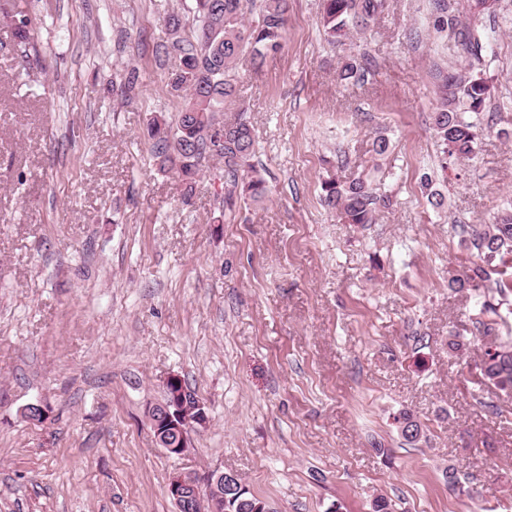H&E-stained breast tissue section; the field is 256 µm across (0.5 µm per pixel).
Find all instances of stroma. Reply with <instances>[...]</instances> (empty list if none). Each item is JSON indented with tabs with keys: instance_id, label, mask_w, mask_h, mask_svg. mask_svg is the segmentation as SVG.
<instances>
[{
	"instance_id": "obj_1",
	"label": "stroma",
	"mask_w": 512,
	"mask_h": 512,
	"mask_svg": "<svg viewBox=\"0 0 512 512\" xmlns=\"http://www.w3.org/2000/svg\"><path fill=\"white\" fill-rule=\"evenodd\" d=\"M504 4L483 22L496 61L478 154L449 165L439 213L420 187L439 153L435 73L466 60L431 0H386L335 46L322 0H290L283 49L238 66L268 194L221 224L223 163L206 157L184 200L147 137L181 103L155 48L185 0L0 9V512H176L169 478L214 470L273 512H370L378 496L397 512H512V398L475 373L476 319L510 339L512 304L482 317L448 287L475 259L460 225L512 203ZM19 10L32 43L13 35ZM347 58L363 77L338 79ZM118 65L139 74L133 102L112 89ZM353 175L391 199L362 227L321 200L325 179ZM173 374L210 416L179 457L147 418ZM404 410L424 430L413 445Z\"/></svg>"
}]
</instances>
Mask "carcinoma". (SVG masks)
Segmentation results:
<instances>
[{
  "label": "carcinoma",
  "mask_w": 512,
  "mask_h": 512,
  "mask_svg": "<svg viewBox=\"0 0 512 512\" xmlns=\"http://www.w3.org/2000/svg\"><path fill=\"white\" fill-rule=\"evenodd\" d=\"M438 13L436 29L455 39L470 58L467 68L438 73L439 97L432 115V129L440 147L435 167L422 175L421 187L427 202L436 209L445 204L437 184L447 182L448 160L473 158L478 149L479 115L490 96L493 75L485 60L489 35L471 22L484 12L496 13L500 0H471L462 18L451 0H434ZM384 0H323L320 23L328 41L342 44L355 27L374 19ZM288 0H191L195 28L186 33L181 13L172 11L164 20L165 40L157 48L165 56L179 60L169 73L171 89L183 95L175 123L156 116L148 133L161 170H173L190 197L200 161L216 156L224 161V209L233 211L237 203L259 202L267 195L266 181L250 163L255 155L253 126L240 110L231 118L218 120L224 101L236 93L237 63L248 53L261 63L283 47L288 21ZM136 70L115 75L116 90L129 101L136 97ZM326 206L346 224L375 222L377 211L389 205V198L377 194L362 176L349 180L329 179L322 184ZM465 242L476 251L479 262L448 280L457 293L473 296L479 313L498 314L512 295V214L493 224H471L461 228ZM496 275L494 294L486 282ZM481 383L512 397V344L492 342L476 364ZM402 437L409 443L420 440L421 424L408 411L398 418ZM224 497L232 512H266L268 502L234 481L224 485Z\"/></svg>",
  "instance_id": "1"
}]
</instances>
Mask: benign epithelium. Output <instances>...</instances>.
I'll use <instances>...</instances> for the list:
<instances>
[{"mask_svg":"<svg viewBox=\"0 0 512 512\" xmlns=\"http://www.w3.org/2000/svg\"><path fill=\"white\" fill-rule=\"evenodd\" d=\"M167 401L148 409L156 444L167 454L180 456L190 447L189 432L193 427H204L209 415L204 402L187 388L177 375L166 382ZM234 472L214 470L206 479L207 493L201 494L197 477L191 473L174 474L167 484V493L177 512H224V478Z\"/></svg>","mask_w":512,"mask_h":512,"instance_id":"obj_1","label":"benign epithelium"}]
</instances>
